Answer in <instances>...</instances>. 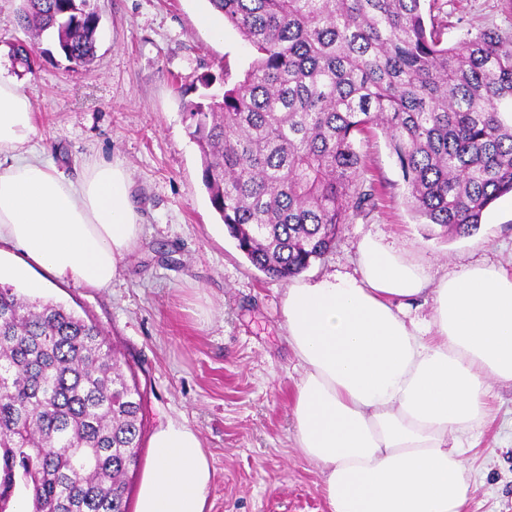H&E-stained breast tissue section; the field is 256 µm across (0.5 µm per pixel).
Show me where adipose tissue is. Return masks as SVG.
Returning <instances> with one entry per match:
<instances>
[{
  "label": "adipose tissue",
  "mask_w": 512,
  "mask_h": 512,
  "mask_svg": "<svg viewBox=\"0 0 512 512\" xmlns=\"http://www.w3.org/2000/svg\"><path fill=\"white\" fill-rule=\"evenodd\" d=\"M35 134L30 98L0 77V248L20 250L23 270L110 287L141 233L128 172L98 161L68 178ZM427 292L429 320L395 305ZM283 316L302 369L295 445L322 474L328 512H465L466 444L490 415L492 382L512 381V272L465 265L433 283L368 238L358 276L289 286ZM149 446L134 512H209L199 432L170 419Z\"/></svg>",
  "instance_id": "1"
}]
</instances>
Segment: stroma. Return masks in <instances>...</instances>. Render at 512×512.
Here are the masks:
<instances>
[{
    "label": "stroma",
    "mask_w": 512,
    "mask_h": 512,
    "mask_svg": "<svg viewBox=\"0 0 512 512\" xmlns=\"http://www.w3.org/2000/svg\"><path fill=\"white\" fill-rule=\"evenodd\" d=\"M96 54L68 61L51 37L19 22L21 0H0V75L15 79L36 112L35 144L69 177L86 164L120 160L142 234L110 287L49 281L41 297L95 320L145 393L144 431L168 419L200 433L215 471L210 512H327L322 475L295 446L292 404L301 368L282 313L287 283L267 278L236 248L202 183L190 139L189 85L241 76L252 49L232 27L214 38L201 18L208 0H94ZM427 21L455 44L466 31L512 35V0H424ZM32 42L33 71L12 46ZM359 150L363 183L385 186L375 208L342 225L333 250L301 280L358 272L368 237L418 262L431 282L473 263L512 269V195L485 213L476 233L442 235L405 203L402 172L380 130ZM493 418L465 455L468 512H512V382L492 385Z\"/></svg>",
    "instance_id": "35a3bbf8"
}]
</instances>
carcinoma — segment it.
<instances>
[{"mask_svg": "<svg viewBox=\"0 0 512 512\" xmlns=\"http://www.w3.org/2000/svg\"><path fill=\"white\" fill-rule=\"evenodd\" d=\"M422 0H209L256 52L186 104L210 202L237 248L287 282L332 251L380 193L357 143L388 140L411 211L453 236L512 193V37L454 45ZM92 0H23L21 19L76 65L96 53ZM143 399L104 331L0 283V512H127Z\"/></svg>", "mask_w": 512, "mask_h": 512, "instance_id": "obj_1", "label": "carcinoma"}]
</instances>
